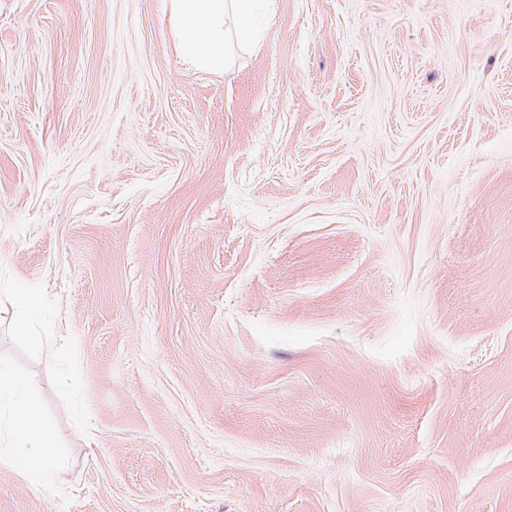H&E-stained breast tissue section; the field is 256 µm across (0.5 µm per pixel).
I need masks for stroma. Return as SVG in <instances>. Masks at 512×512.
<instances>
[{"instance_id": "stroma-1", "label": "stroma", "mask_w": 512, "mask_h": 512, "mask_svg": "<svg viewBox=\"0 0 512 512\" xmlns=\"http://www.w3.org/2000/svg\"><path fill=\"white\" fill-rule=\"evenodd\" d=\"M0 0V512H512V0ZM256 0H170L171 21L181 56L191 67L224 70V14L237 13L240 36L252 37L249 13ZM31 378L17 376L0 363V463L22 475L33 486L45 485L58 456L59 434L40 404L29 395ZM9 426L2 433L1 413Z\"/></svg>"}]
</instances>
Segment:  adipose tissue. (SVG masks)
<instances>
[{
    "mask_svg": "<svg viewBox=\"0 0 512 512\" xmlns=\"http://www.w3.org/2000/svg\"><path fill=\"white\" fill-rule=\"evenodd\" d=\"M253 0H170L171 21L184 61L213 72L223 70L224 16L234 11L240 36L250 40L249 13ZM31 378L17 376L0 363V411L9 415L0 432V463L8 465L34 486L44 485L58 456L59 434L40 404L29 394Z\"/></svg>",
    "mask_w": 512,
    "mask_h": 512,
    "instance_id": "ef3b65f1",
    "label": "adipose tissue"
}]
</instances>
